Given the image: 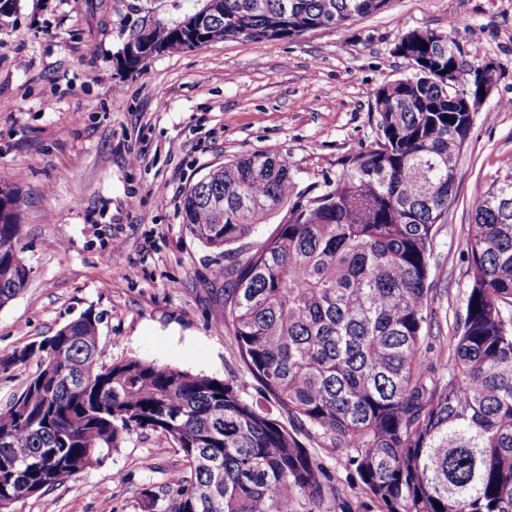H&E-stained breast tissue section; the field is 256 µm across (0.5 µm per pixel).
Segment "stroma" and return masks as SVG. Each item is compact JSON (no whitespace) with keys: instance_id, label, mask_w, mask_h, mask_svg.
Returning a JSON list of instances; mask_svg holds the SVG:
<instances>
[{"instance_id":"obj_1","label":"stroma","mask_w":512,"mask_h":512,"mask_svg":"<svg viewBox=\"0 0 512 512\" xmlns=\"http://www.w3.org/2000/svg\"><path fill=\"white\" fill-rule=\"evenodd\" d=\"M18 0L0 26V179L20 191L27 287L0 308V355L98 315L103 359L136 357L267 396L224 329L217 253L181 222L185 191L213 167L276 147L295 191L314 196L375 136V90L410 75L395 52L411 31L446 34L473 63L494 65L439 225L430 341L447 353L469 285L465 241L476 200L512 156V0H389L348 28L278 41L242 38L166 53L134 72L115 55L135 29L175 23L202 0ZM95 54H87V47ZM121 249H113V240ZM303 442L336 490L316 512H380L351 448ZM163 435L134 431L99 467L15 512H144L143 493L182 468Z\"/></svg>"}]
</instances>
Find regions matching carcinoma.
<instances>
[{"label":"carcinoma","mask_w":512,"mask_h":512,"mask_svg":"<svg viewBox=\"0 0 512 512\" xmlns=\"http://www.w3.org/2000/svg\"><path fill=\"white\" fill-rule=\"evenodd\" d=\"M388 0H221L212 40L272 41L339 27ZM179 23L147 41L177 50ZM451 39L419 31L397 51L412 76L376 89V136L301 200L288 163L265 150L211 169L186 191L182 224L228 261L224 329L291 426L233 383L139 358L106 364L90 311L0 357L45 364L0 408V512L102 465L134 430L162 434L184 468L145 493L148 512H300L322 499V469L298 435L354 448L383 512H512V163L476 201L471 279L447 358L430 356L436 226L455 200L471 131L454 103ZM224 199V206L211 203ZM20 194L0 180V307L25 288ZM288 220L241 257L239 243L283 208ZM441 504L438 509L435 504Z\"/></svg>","instance_id":"obj_1"}]
</instances>
